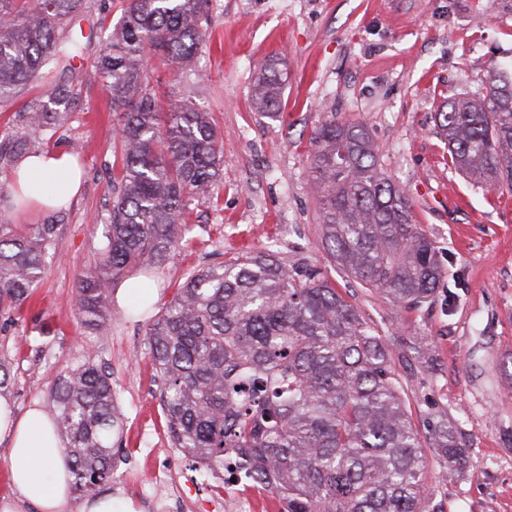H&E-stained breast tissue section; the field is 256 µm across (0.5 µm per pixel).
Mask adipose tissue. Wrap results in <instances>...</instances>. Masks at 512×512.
I'll return each instance as SVG.
<instances>
[{
    "label": "adipose tissue",
    "mask_w": 512,
    "mask_h": 512,
    "mask_svg": "<svg viewBox=\"0 0 512 512\" xmlns=\"http://www.w3.org/2000/svg\"><path fill=\"white\" fill-rule=\"evenodd\" d=\"M35 178L47 182L44 193L32 194L30 182ZM10 182L14 191L31 196L44 209L71 203L81 186L72 157L59 151H41L19 159ZM2 438L10 443V478L18 497L0 512H21L26 505L37 507L39 512H69V476L63 464V446L53 432L51 417L36 406L19 418L0 413Z\"/></svg>",
    "instance_id": "obj_1"
}]
</instances>
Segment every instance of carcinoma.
I'll return each mask as SVG.
<instances>
[{"mask_svg":"<svg viewBox=\"0 0 512 512\" xmlns=\"http://www.w3.org/2000/svg\"><path fill=\"white\" fill-rule=\"evenodd\" d=\"M86 0H0V102L44 73L83 57ZM212 0H123L95 73L119 115L122 165L104 245L77 285L84 325L104 334L112 288L130 269L162 261L192 231L190 205L211 200L224 165L223 136L187 99L163 105L148 61L188 74ZM281 77L262 68L257 111L279 113ZM72 91L21 115L22 131L0 139V167L32 153L65 124ZM452 165L495 192L512 194V77L489 70L484 90L454 98L436 116ZM311 176L331 260L398 306L429 305L442 278L434 241L416 224L400 185L378 164L366 125L325 109L313 132ZM48 220L21 232L0 224V313L23 304L57 245ZM145 341L173 447L207 467L246 474L275 492L282 512H434L427 453L448 466L462 448L448 415L414 424L393 353L320 269L257 251L193 271ZM73 476L93 494L112 481L123 450L124 414L110 374L87 360L59 376L47 397Z\"/></svg>","mask_w":512,"mask_h":512,"instance_id":"carcinoma-1","label":"carcinoma"}]
</instances>
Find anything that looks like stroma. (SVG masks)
Returning a JSON list of instances; mask_svg holds the SVG:
<instances>
[{
	"instance_id": "35a3bbf8",
	"label": "stroma",
	"mask_w": 512,
	"mask_h": 512,
	"mask_svg": "<svg viewBox=\"0 0 512 512\" xmlns=\"http://www.w3.org/2000/svg\"><path fill=\"white\" fill-rule=\"evenodd\" d=\"M93 34L69 72L32 83L0 103V134L50 82L75 95L68 122L37 147L73 155L84 182L64 208L55 253L21 306L0 313V358L10 367L11 410L43 404L51 383L85 359L110 373L126 416L125 451L101 496L154 512L167 485L187 512H223L210 471L172 447L157 399L159 380L144 341L146 320L117 317L109 335L84 327L77 281L97 261L102 217L119 169L117 121L93 69L121 16L120 0H86ZM194 76L158 68L160 98L191 99L224 138V174L210 203L192 210V232L165 261L133 271L161 311L196 268L249 250L321 269L390 343L412 417L426 428L447 412L469 450L459 470L429 460L432 502L442 512H512V200L456 171L437 133L443 101L482 91L488 70L512 71V0H213ZM282 74L280 113L251 103L262 64ZM362 119L382 169L405 189L416 220L438 249L443 277L430 307H395L335 265L319 233L310 136L322 107ZM49 325L47 346L35 345Z\"/></svg>"
}]
</instances>
